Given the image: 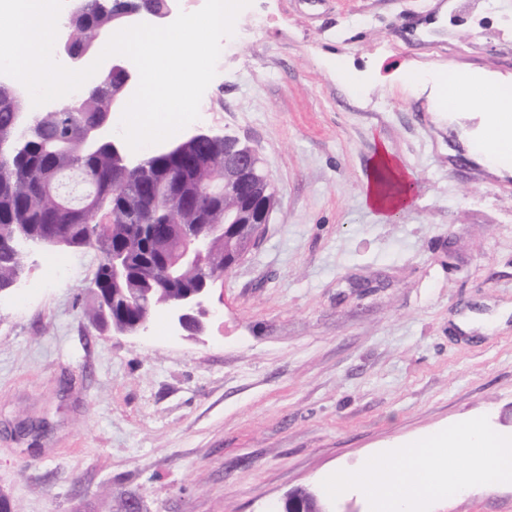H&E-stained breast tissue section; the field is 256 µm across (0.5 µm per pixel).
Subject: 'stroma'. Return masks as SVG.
Listing matches in <instances>:
<instances>
[{
	"instance_id": "35a3bbf8",
	"label": "stroma",
	"mask_w": 512,
	"mask_h": 512,
	"mask_svg": "<svg viewBox=\"0 0 512 512\" xmlns=\"http://www.w3.org/2000/svg\"><path fill=\"white\" fill-rule=\"evenodd\" d=\"M182 136L262 158L276 203L194 340L91 327L96 250L35 248L0 294V493L17 512H269L336 469L487 416L512 436V171L480 117L433 110L447 74L512 79V0H252ZM407 209L363 203L378 146ZM58 261L63 274L48 268ZM431 512H512V485Z\"/></svg>"
}]
</instances>
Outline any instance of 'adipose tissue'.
Wrapping results in <instances>:
<instances>
[{
    "label": "adipose tissue",
    "instance_id": "obj_1",
    "mask_svg": "<svg viewBox=\"0 0 512 512\" xmlns=\"http://www.w3.org/2000/svg\"><path fill=\"white\" fill-rule=\"evenodd\" d=\"M441 95L448 108L482 109L477 154L494 163L512 160V87L487 77L454 78L442 86ZM413 188L411 173L386 148H377L367 173L364 204L382 216H393L407 206Z\"/></svg>",
    "mask_w": 512,
    "mask_h": 512
}]
</instances>
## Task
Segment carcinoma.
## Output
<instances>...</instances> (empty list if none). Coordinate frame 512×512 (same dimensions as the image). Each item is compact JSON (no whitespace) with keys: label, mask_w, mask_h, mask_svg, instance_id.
I'll return each mask as SVG.
<instances>
[{"label":"carcinoma","mask_w":512,"mask_h":512,"mask_svg":"<svg viewBox=\"0 0 512 512\" xmlns=\"http://www.w3.org/2000/svg\"><path fill=\"white\" fill-rule=\"evenodd\" d=\"M114 27L112 15L99 0H78L75 15L63 21L65 37L80 46L95 45ZM111 82L90 88L65 112L28 108L16 87L0 86V143L12 149L0 156V290L10 287L21 271L18 240L38 238L73 248H92L99 263L89 287L94 300L85 307L88 323L101 331L130 326L150 318L154 306L197 287L202 278L224 279V245L201 274L190 269L179 277L165 274L174 238L154 227L224 223V210L240 213L244 224H255L264 203V189H253L252 200L204 195L224 163V141L202 137L179 142L173 154L146 159L138 169L126 168L102 147L84 150L77 130L94 128L112 118ZM118 225L112 232V225ZM138 241L132 253V276L126 299L112 301V251Z\"/></svg>","instance_id":"obj_1"}]
</instances>
